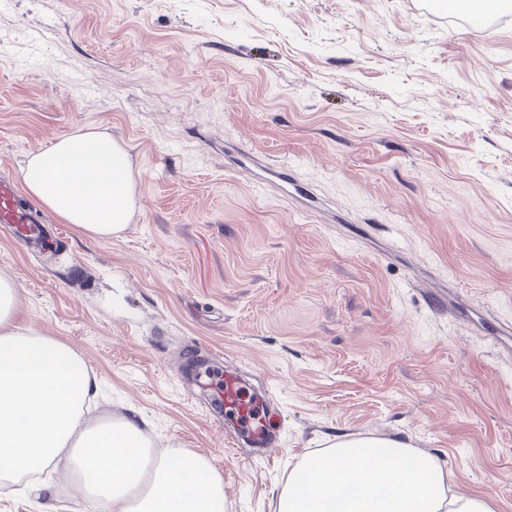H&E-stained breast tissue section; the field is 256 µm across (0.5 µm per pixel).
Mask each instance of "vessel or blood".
<instances>
[{"instance_id":"obj_1","label":"vessel or blood","mask_w":512,"mask_h":512,"mask_svg":"<svg viewBox=\"0 0 512 512\" xmlns=\"http://www.w3.org/2000/svg\"><path fill=\"white\" fill-rule=\"evenodd\" d=\"M38 222V216L21 201L15 182L0 178V226L11 229L16 240L35 247L46 242ZM221 377L211 396L213 404L224 411L227 429L238 443L253 448L271 445L274 434L268 414V395L249 390L236 372L227 370Z\"/></svg>"}]
</instances>
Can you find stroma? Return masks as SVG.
Instances as JSON below:
<instances>
[{
  "mask_svg": "<svg viewBox=\"0 0 512 512\" xmlns=\"http://www.w3.org/2000/svg\"><path fill=\"white\" fill-rule=\"evenodd\" d=\"M0 0V177L94 129L135 179L126 229L0 236L17 323L71 346L87 420L135 414L207 460L224 512H276L342 434L435 456L512 512V0ZM270 394L235 444L189 360ZM0 512H94L72 483Z\"/></svg>",
  "mask_w": 512,
  "mask_h": 512,
  "instance_id": "35a3bbf8",
  "label": "stroma"
}]
</instances>
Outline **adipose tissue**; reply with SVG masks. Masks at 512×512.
<instances>
[{
  "label": "adipose tissue",
  "instance_id": "adipose-tissue-1",
  "mask_svg": "<svg viewBox=\"0 0 512 512\" xmlns=\"http://www.w3.org/2000/svg\"><path fill=\"white\" fill-rule=\"evenodd\" d=\"M120 144L86 130L59 137L22 168L28 197L92 239L119 235L134 209ZM15 280L0 276V480L64 475L112 512H224V486L202 458L153 456L131 416L85 425L96 386L77 353L15 322ZM277 512H497L486 495L453 492L451 474L400 440L341 436L306 457L279 491Z\"/></svg>",
  "mask_w": 512,
  "mask_h": 512
}]
</instances>
